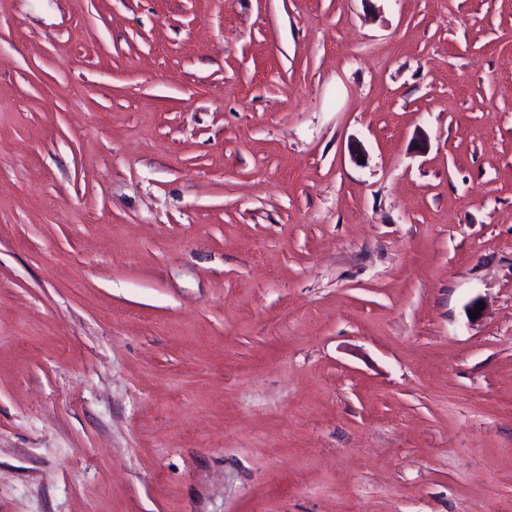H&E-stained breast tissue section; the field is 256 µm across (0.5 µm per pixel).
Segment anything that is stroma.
Here are the masks:
<instances>
[{"label":"stroma","instance_id":"1","mask_svg":"<svg viewBox=\"0 0 512 512\" xmlns=\"http://www.w3.org/2000/svg\"><path fill=\"white\" fill-rule=\"evenodd\" d=\"M0 512H512V0H0Z\"/></svg>","mask_w":512,"mask_h":512}]
</instances>
